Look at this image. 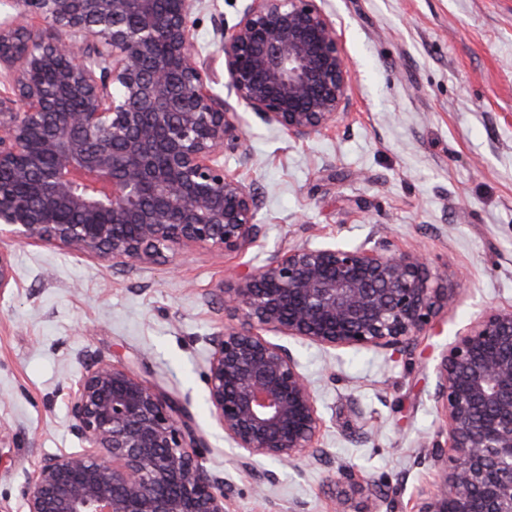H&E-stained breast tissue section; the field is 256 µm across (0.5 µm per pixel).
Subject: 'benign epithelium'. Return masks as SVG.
Instances as JSON below:
<instances>
[{
	"instance_id": "7a95c632",
	"label": "benign epithelium",
	"mask_w": 512,
	"mask_h": 512,
	"mask_svg": "<svg viewBox=\"0 0 512 512\" xmlns=\"http://www.w3.org/2000/svg\"><path fill=\"white\" fill-rule=\"evenodd\" d=\"M38 39L0 22V241L40 243L112 268L163 250L244 254L260 238L251 185L219 157L242 148L238 113L197 62L202 0H16ZM219 52L237 101L295 140L336 125L351 69L318 0H250ZM15 283L0 248V293ZM459 284L412 250L294 245L221 288L237 324L210 337L207 401L249 469L323 462L316 395L265 330L325 349L404 354ZM448 448L414 512H512V308L486 310L436 367ZM78 452L41 457L26 512H227L224 479L178 403L96 357L69 387ZM358 469L336 467L355 485Z\"/></svg>"
}]
</instances>
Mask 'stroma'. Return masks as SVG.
I'll use <instances>...</instances> for the list:
<instances>
[{
  "label": "stroma",
  "mask_w": 512,
  "mask_h": 512,
  "mask_svg": "<svg viewBox=\"0 0 512 512\" xmlns=\"http://www.w3.org/2000/svg\"><path fill=\"white\" fill-rule=\"evenodd\" d=\"M246 0H204L192 36L215 95L234 104L242 152L221 156L258 197V245L243 256L193 246L121 270L43 244H8L17 285L0 295V512H24L41 456L79 450L67 388L81 360L120 361L181 403L203 442V465L230 488L229 512H365L372 493L412 512L445 443L433 393L436 366L456 335L488 308L512 306V0H324L352 73L335 129L294 140L237 104L220 37ZM419 249L461 278L454 304L410 355L328 351L292 342L311 382L327 462L258 489L207 402L209 336L232 318L220 285H235L270 252L297 244ZM368 485L341 490L335 463Z\"/></svg>",
  "instance_id": "1"
}]
</instances>
